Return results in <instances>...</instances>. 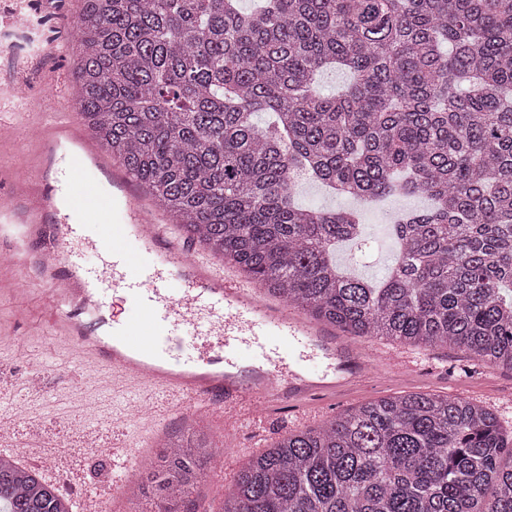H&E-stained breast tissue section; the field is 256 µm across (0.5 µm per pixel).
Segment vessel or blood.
<instances>
[{
  "label": "vessel or blood",
  "mask_w": 512,
  "mask_h": 512,
  "mask_svg": "<svg viewBox=\"0 0 512 512\" xmlns=\"http://www.w3.org/2000/svg\"><path fill=\"white\" fill-rule=\"evenodd\" d=\"M34 131L33 164L0 188V239L15 254L38 240L45 246L1 274L0 290L15 292L35 268L56 300L52 335L97 368L99 384L135 391L144 406L162 392L176 413L220 412L235 424L335 390L288 369L301 336L328 356L344 355L332 332L305 324L287 303L262 301L256 286L232 281L165 224L67 101ZM75 243L98 254L96 269L74 257ZM117 293L134 315L113 316L108 298Z\"/></svg>",
  "instance_id": "1"
}]
</instances>
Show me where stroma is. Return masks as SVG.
<instances>
[{"label":"stroma","instance_id":"obj_1","mask_svg":"<svg viewBox=\"0 0 512 512\" xmlns=\"http://www.w3.org/2000/svg\"><path fill=\"white\" fill-rule=\"evenodd\" d=\"M47 9L39 12L34 0H0V84H23L27 95L0 96L1 112H51L53 96L66 95L71 88L70 72L75 53L69 46V19L78 15L80 0H44ZM28 18L26 47L14 51L4 37L15 15ZM52 50H45V43ZM296 201L303 207L353 209L364 222L365 243L348 242L336 250L337 264L359 278L376 282L392 263L397 242L393 222L401 215L428 209L429 199L418 195H392L374 203L331 194L321 183L302 176ZM50 308L49 287L37 276H30L25 292L0 297V412L13 413L25 406L37 416L36 422L18 423L8 441L17 448L19 464L31 465L29 449H53L72 432L92 433L99 445L83 456L66 457L53 484L68 501L78 500L70 489V478H78L83 488L100 492L109 512H133L127 497H115L113 479L121 472L125 447L142 465H149L166 436L189 428L187 420L169 414L162 417L153 439H143L139 421L123 416L125 394H112L93 386L94 366L74 365L65 341L53 337L47 327ZM337 340L353 345L370 365L371 376L353 394L337 391L302 405L276 408L250 423L225 425L223 417L208 416L198 428L222 457L210 464L203 482L191 496L188 512H219L224 496L230 493L237 473L253 455L274 446L286 432L305 429L334 418L347 409L400 393L425 392L435 395L464 396L487 406L505 427L512 429V372L490 368L450 347L424 348L365 339L339 333ZM40 360L46 370L42 377L31 375V360ZM83 379L85 396L95 398L104 411L94 417L82 411L80 402L70 400L61 378Z\"/></svg>","mask_w":512,"mask_h":512}]
</instances>
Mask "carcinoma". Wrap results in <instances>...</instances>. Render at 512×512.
<instances>
[{
    "label": "carcinoma",
    "mask_w": 512,
    "mask_h": 512,
    "mask_svg": "<svg viewBox=\"0 0 512 512\" xmlns=\"http://www.w3.org/2000/svg\"><path fill=\"white\" fill-rule=\"evenodd\" d=\"M72 28L87 127L200 247L352 336L512 371V0H82ZM302 174L432 207L369 284L334 261L358 213L297 205ZM215 454L169 437L130 498L180 512ZM0 512L71 509L0 457ZM222 512H512V432L463 396L369 402L252 457ZM349 74L340 69H326L319 77V89L324 94H333L349 82Z\"/></svg>",
    "instance_id": "1"
}]
</instances>
